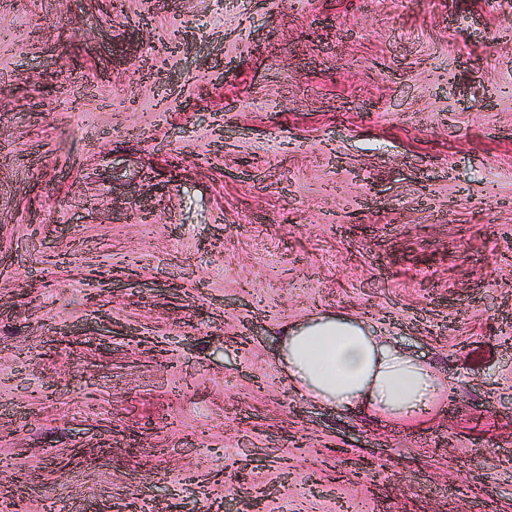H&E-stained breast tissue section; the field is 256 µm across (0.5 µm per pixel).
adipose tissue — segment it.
<instances>
[{
    "label": "adipose tissue",
    "instance_id": "ef3b65f1",
    "mask_svg": "<svg viewBox=\"0 0 512 512\" xmlns=\"http://www.w3.org/2000/svg\"><path fill=\"white\" fill-rule=\"evenodd\" d=\"M283 349L292 386L320 403L415 419L440 392L428 365L348 314L322 313L290 327Z\"/></svg>",
    "mask_w": 512,
    "mask_h": 512
}]
</instances>
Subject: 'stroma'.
Listing matches in <instances>:
<instances>
[{"label":"stroma","instance_id":"1","mask_svg":"<svg viewBox=\"0 0 512 512\" xmlns=\"http://www.w3.org/2000/svg\"><path fill=\"white\" fill-rule=\"evenodd\" d=\"M0 101V512H512V0H0ZM284 335L291 384L314 401L338 408L364 404L382 416L415 419L438 398L440 383L428 365L351 315L311 316Z\"/></svg>","mask_w":512,"mask_h":512}]
</instances>
